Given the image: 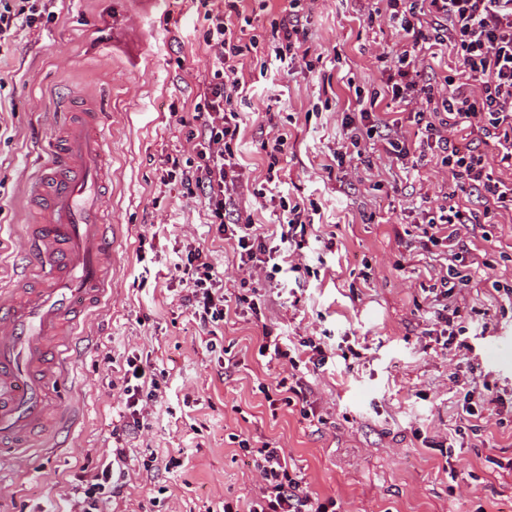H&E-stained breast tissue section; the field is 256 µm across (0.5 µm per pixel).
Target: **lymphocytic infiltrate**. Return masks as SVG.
<instances>
[{"label":"lymphocytic infiltrate","instance_id":"f902f5d3","mask_svg":"<svg viewBox=\"0 0 512 512\" xmlns=\"http://www.w3.org/2000/svg\"><path fill=\"white\" fill-rule=\"evenodd\" d=\"M41 0H0V46L13 41L20 28L33 26L42 15ZM385 9H372L369 19L384 18L394 31L399 48L380 50L378 62L387 64L386 90L391 100L415 105V141H407L397 126L377 118L363 96H356L346 113L333 158L337 166L362 161L366 143L379 144L389 156L418 167L436 159L455 186L465 193L466 204L446 195L443 205L427 211L421 231L422 245L447 241L451 264L441 277L434 300L438 304L433 323L443 350L465 349L468 331L452 310L455 289L474 287L471 275L460 274L455 263L468 252V235L474 234L480 216L512 211V182L493 178L488 170L487 152L495 150L500 164L512 168V0H385ZM242 0H224L222 12L205 13L208 23L205 43L218 63L205 98L201 129L195 145L198 162L186 172V184L195 185L206 196L209 221L218 234L231 243L239 258V268H259L267 279L283 272L291 250L300 248L298 232L313 227L316 205L291 199L283 190L281 157L288 143L277 122H268L261 141L267 163V177L256 197L260 207L276 209L280 233H260L251 215L228 207L227 201L244 185V175L233 149L241 126L239 102L249 90L237 63L260 52L288 65L314 69L323 54L308 43L302 23L304 0H288L285 15L273 23L270 35L248 33L236 27L231 17L240 13ZM448 46L460 64L458 76L426 75L425 54ZM187 293L183 303L215 346L218 328L224 320V289L213 264L202 249L188 248L185 258L173 265ZM260 356L285 362L291 374L279 379L270 408L301 405L306 409L305 388L298 370L302 361L295 345L282 336H264ZM132 380L121 398L131 418V426L143 428L144 398L156 397L162 384L150 365L126 362ZM240 448L250 455L258 474V490L252 497L228 498L221 512H338L335 499L320 497L302 484L284 449L263 443L253 446L241 440ZM112 460L85 483L82 495L71 499L67 512H101L105 499L119 493L113 485V468L125 465V449L111 451Z\"/></svg>","mask_w":512,"mask_h":512}]
</instances>
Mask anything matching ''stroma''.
<instances>
[{"label":"stroma","mask_w":512,"mask_h":512,"mask_svg":"<svg viewBox=\"0 0 512 512\" xmlns=\"http://www.w3.org/2000/svg\"><path fill=\"white\" fill-rule=\"evenodd\" d=\"M45 4L47 18L0 53V289L15 287L27 262L26 233L40 220L27 185L47 160L45 142L80 118L66 109L74 90L108 121L112 268L106 293L78 326L70 376L57 386L62 417L51 445L30 449L26 475L0 476V512H48L77 496L87 468L116 440L136 470L115 476L122 491L105 512H217L224 498L257 491L242 438L284 448L308 489L336 498L340 512H512V303L492 287L512 285V212L494 214L488 239L474 241L479 265L471 273L481 288L456 292L471 354L436 352L424 331L448 250H421L418 234L425 207L444 204L452 182L435 162L406 171L374 150L366 154L371 172L325 169L351 98L348 81L374 97L380 118L415 137L410 107L384 95L375 60L379 46H394L392 29L370 22L358 0H311L305 26L324 54L315 71L282 66L270 78L263 57L244 59L252 92L236 149L250 190L238 207L257 211L250 191L266 174L259 125L269 110L288 136L291 197L323 203L331 221L305 236L296 305L254 273L265 296L260 315H229L222 347L211 350L181 304L183 284L171 274L178 252L207 249L229 302L247 290L231 245L207 222L204 194L164 175L168 159L183 170L196 163L189 135L213 71L203 15L224 0ZM327 237L333 248L322 246ZM267 328L324 349V369L305 375L315 421L294 406L270 414L260 388L289 368L259 355ZM132 354L166 375L162 398L134 431L125 429L118 399ZM471 360L503 400L477 432L460 425L464 392L455 383ZM450 441L456 453L448 459L439 448ZM179 452L187 463L173 472L140 468L149 454Z\"/></svg>","instance_id":"stroma-1"}]
</instances>
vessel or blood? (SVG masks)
<instances>
[{
  "label": "vessel or blood",
  "mask_w": 512,
  "mask_h": 512,
  "mask_svg": "<svg viewBox=\"0 0 512 512\" xmlns=\"http://www.w3.org/2000/svg\"><path fill=\"white\" fill-rule=\"evenodd\" d=\"M28 194L43 219L23 287L0 294V465L26 468L24 450L59 418L52 380L76 345L72 327L106 291L111 226L100 186L111 140L97 115L46 146Z\"/></svg>",
  "instance_id": "1"
}]
</instances>
